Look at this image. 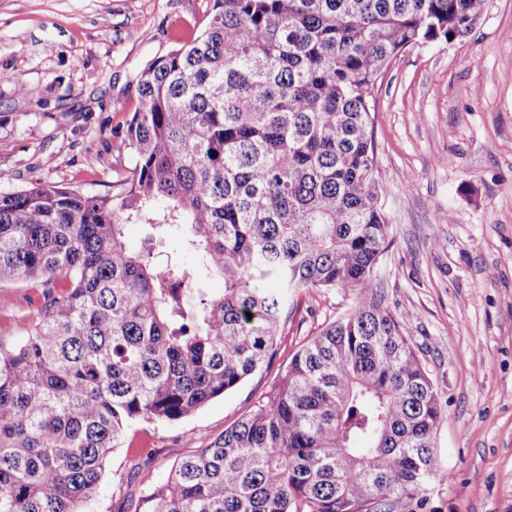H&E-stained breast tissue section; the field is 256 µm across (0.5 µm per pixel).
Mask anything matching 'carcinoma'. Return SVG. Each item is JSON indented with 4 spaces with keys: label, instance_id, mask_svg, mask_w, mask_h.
Here are the masks:
<instances>
[{
    "label": "carcinoma",
    "instance_id": "1",
    "mask_svg": "<svg viewBox=\"0 0 512 512\" xmlns=\"http://www.w3.org/2000/svg\"><path fill=\"white\" fill-rule=\"evenodd\" d=\"M485 2L214 0L201 36L139 73L121 193L0 194V283L38 281L44 299L0 347V512H81L131 423L176 422L235 389L269 363L288 295L336 287L356 292L353 312L173 465L146 512L422 499L443 411L373 284L390 223L371 91L405 48L471 32ZM130 223L145 256L125 246ZM173 234L197 271L163 254Z\"/></svg>",
    "mask_w": 512,
    "mask_h": 512
}]
</instances>
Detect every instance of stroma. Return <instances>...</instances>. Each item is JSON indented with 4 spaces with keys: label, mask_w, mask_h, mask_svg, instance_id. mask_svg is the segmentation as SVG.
<instances>
[{
    "label": "stroma",
    "mask_w": 512,
    "mask_h": 512,
    "mask_svg": "<svg viewBox=\"0 0 512 512\" xmlns=\"http://www.w3.org/2000/svg\"><path fill=\"white\" fill-rule=\"evenodd\" d=\"M212 0H0V192L34 183L116 194L135 166L117 151L151 59L207 27ZM381 203L391 228L376 285L437 386L438 474L426 505L393 512H512V0H487L453 42L410 46L373 91ZM452 221H443V214ZM43 304L0 285V346ZM348 288H305L268 367L185 419L137 422L83 512H144L169 469L267 395L293 355L350 312Z\"/></svg>",
    "instance_id": "35a3bbf8"
}]
</instances>
